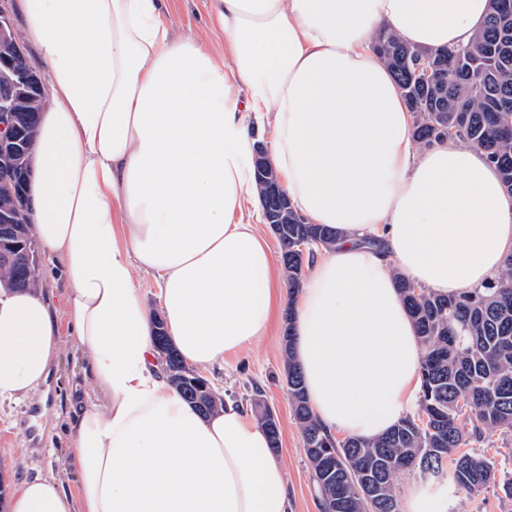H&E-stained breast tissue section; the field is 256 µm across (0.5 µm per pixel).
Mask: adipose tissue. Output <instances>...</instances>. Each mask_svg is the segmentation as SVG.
Wrapping results in <instances>:
<instances>
[{"instance_id": "adipose-tissue-1", "label": "adipose tissue", "mask_w": 512, "mask_h": 512, "mask_svg": "<svg viewBox=\"0 0 512 512\" xmlns=\"http://www.w3.org/2000/svg\"><path fill=\"white\" fill-rule=\"evenodd\" d=\"M489 0H210L228 62L177 36L165 0H19L49 79L32 147L30 222L71 285L90 388L73 426L79 497L55 476L11 512H290L265 430L226 403L203 417L167 380L133 273L161 284L166 330L208 369L291 307L293 359L329 434L388 432L417 398L422 348L396 275L484 288L512 256V195L477 147L418 148L382 30L466 43ZM297 212L339 230L288 291L252 221L247 115ZM378 238L381 249L361 245ZM60 330L43 292L0 289V398L45 386Z\"/></svg>"}]
</instances>
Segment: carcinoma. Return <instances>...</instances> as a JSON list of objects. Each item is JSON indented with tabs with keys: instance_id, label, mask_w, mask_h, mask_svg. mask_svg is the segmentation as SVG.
Listing matches in <instances>:
<instances>
[{
	"instance_id": "obj_1",
	"label": "carcinoma",
	"mask_w": 512,
	"mask_h": 512,
	"mask_svg": "<svg viewBox=\"0 0 512 512\" xmlns=\"http://www.w3.org/2000/svg\"><path fill=\"white\" fill-rule=\"evenodd\" d=\"M373 49L393 74L414 113L413 138L422 148L444 142L443 132L478 147L512 194V0H489L482 26L465 45L423 50L392 32L379 33ZM430 59L443 66L440 86L419 83L415 64ZM286 234L278 240L288 288L300 287L305 259L295 241L310 239L308 254L330 250L340 232L308 224L288 205ZM404 304L413 319L423 354L418 411L406 415L385 435L370 441L338 440L323 432L292 357V311L285 313L283 352L288 401L299 425L312 481L322 506L341 502V512H401L398 477L447 475L456 489L470 495L495 485L512 499V473L499 474L480 445L496 433L512 435V257L486 287L448 297L397 276ZM0 282L26 289L37 275L0 259ZM185 363L176 354L167 363L169 382L198 412L210 415L224 407L220 397L199 405V392L184 377ZM256 416L271 447L281 445V430L267 426L270 408L256 390ZM336 456V477H325L321 456ZM377 475L375 498H367L363 473Z\"/></svg>"
}]
</instances>
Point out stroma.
I'll return each instance as SVG.
<instances>
[{
    "label": "stroma",
    "instance_id": "obj_1",
    "mask_svg": "<svg viewBox=\"0 0 512 512\" xmlns=\"http://www.w3.org/2000/svg\"><path fill=\"white\" fill-rule=\"evenodd\" d=\"M170 21L177 35L204 41L216 56L224 54V40L209 16V0H170ZM283 317H276L266 336L248 349L226 355L220 367L206 372L212 389L224 400L248 404L254 388H261L281 420L279 455L288 471L292 512H322L313 488L300 430L288 402L284 373ZM69 325H60V353L46 397L24 401L0 399V477L7 494L22 482L56 474L63 488L76 495L78 478L69 448V422L88 388L87 356L74 349ZM400 490L422 488L439 499L442 512H512V500L490 488L477 497L456 492L434 481L421 482L414 475L401 476Z\"/></svg>",
    "mask_w": 512,
    "mask_h": 512
}]
</instances>
